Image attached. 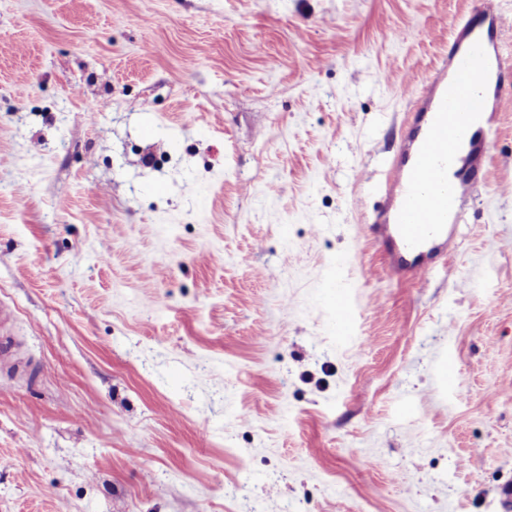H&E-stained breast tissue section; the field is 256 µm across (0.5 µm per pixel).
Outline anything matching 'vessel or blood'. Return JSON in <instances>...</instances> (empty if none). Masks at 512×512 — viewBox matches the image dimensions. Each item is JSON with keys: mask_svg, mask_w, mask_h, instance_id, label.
<instances>
[{"mask_svg": "<svg viewBox=\"0 0 512 512\" xmlns=\"http://www.w3.org/2000/svg\"><path fill=\"white\" fill-rule=\"evenodd\" d=\"M498 0H475L448 41L444 64L420 86L413 116L391 159L384 206L369 226L391 274L426 278L453 247L457 221L486 151L499 103L512 97Z\"/></svg>", "mask_w": 512, "mask_h": 512, "instance_id": "obj_1", "label": "vessel or blood"}]
</instances>
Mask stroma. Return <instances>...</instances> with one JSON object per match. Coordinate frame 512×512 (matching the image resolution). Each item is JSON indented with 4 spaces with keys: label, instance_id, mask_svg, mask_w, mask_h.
I'll return each instance as SVG.
<instances>
[{
    "label": "stroma",
    "instance_id": "35a3bbf8",
    "mask_svg": "<svg viewBox=\"0 0 512 512\" xmlns=\"http://www.w3.org/2000/svg\"><path fill=\"white\" fill-rule=\"evenodd\" d=\"M473 2L0 0V512H512V98L447 263L367 230ZM332 288H336V292L334 293V302L338 333L340 335H348L352 322V309L345 294L339 289L341 287L336 283Z\"/></svg>",
    "mask_w": 512,
    "mask_h": 512
}]
</instances>
